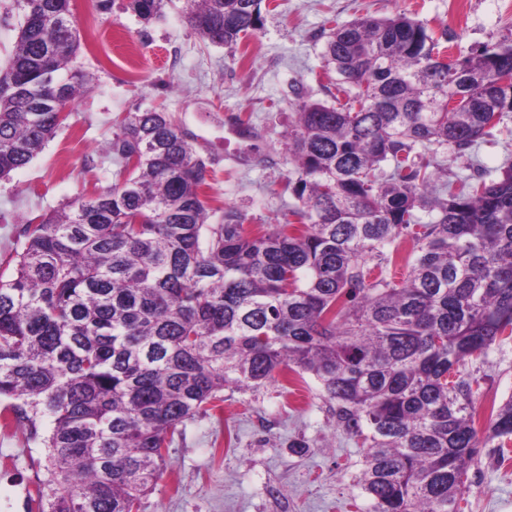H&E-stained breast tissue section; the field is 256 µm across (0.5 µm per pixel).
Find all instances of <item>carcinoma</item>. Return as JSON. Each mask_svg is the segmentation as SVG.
<instances>
[{
  "label": "carcinoma",
  "mask_w": 512,
  "mask_h": 512,
  "mask_svg": "<svg viewBox=\"0 0 512 512\" xmlns=\"http://www.w3.org/2000/svg\"><path fill=\"white\" fill-rule=\"evenodd\" d=\"M168 0H127L149 23ZM263 0H188L206 44L261 29ZM0 67V179L27 167L90 87L71 0H21ZM323 59L341 106L288 128L296 204L263 230L210 222L205 162L166 112L115 120L111 189L24 229L0 275V426L42 436L36 512H140L168 449L224 390L309 374L368 453L370 512H460L479 449L512 439V397L483 432L466 371L512 339V166L438 183L439 150L476 148L512 112V38L447 59L400 14L338 24ZM412 245L406 276L375 268ZM377 260L376 267L366 258Z\"/></svg>",
  "instance_id": "obj_1"
}]
</instances>
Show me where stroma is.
<instances>
[{
    "mask_svg": "<svg viewBox=\"0 0 512 512\" xmlns=\"http://www.w3.org/2000/svg\"><path fill=\"white\" fill-rule=\"evenodd\" d=\"M263 26L231 47L205 44L185 23V0L141 22L126 0H72L81 36L78 63L90 91L26 168L0 180V274L24 248V225L71 198L107 190L121 178L105 143L118 113L160 106L189 135L210 171L213 220L225 210L266 226L291 205L284 134L299 100L334 104L323 67L338 23L400 13L465 54L512 36V0H264ZM512 159V115L475 154L443 151L449 180L497 175ZM474 420L485 428L492 404L512 397V339L480 368ZM365 451L337 429L316 382L291 376L256 393L225 390L219 418L189 422L167 456L166 473L141 512H362L356 476ZM44 448L23 427L0 430V512H28L24 490L42 476ZM463 512H512V441L487 446L468 470Z\"/></svg>",
    "mask_w": 512,
    "mask_h": 512,
    "instance_id": "35a3bbf8",
    "label": "stroma"
}]
</instances>
